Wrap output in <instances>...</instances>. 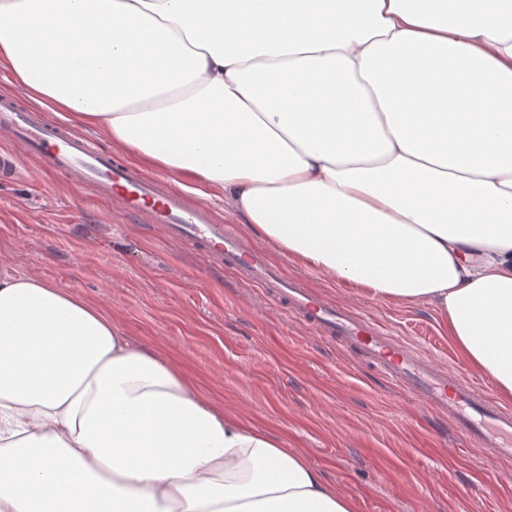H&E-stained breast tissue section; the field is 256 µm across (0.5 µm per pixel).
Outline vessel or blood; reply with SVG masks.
Returning a JSON list of instances; mask_svg holds the SVG:
<instances>
[{
  "instance_id": "obj_1",
  "label": "vessel or blood",
  "mask_w": 512,
  "mask_h": 512,
  "mask_svg": "<svg viewBox=\"0 0 512 512\" xmlns=\"http://www.w3.org/2000/svg\"><path fill=\"white\" fill-rule=\"evenodd\" d=\"M0 123L11 127L28 153L48 169L93 183L124 216L159 225L169 240L203 250L214 265L239 273L320 335L361 353L428 409L450 418L474 447L491 449L497 460L512 458L511 410L500 408L474 385L390 337L376 323L316 296L302 280L286 278L263 248L244 245L214 224L206 205L187 206L179 193L162 189L155 179L134 175L74 138L64 125L39 120L20 96L0 95Z\"/></svg>"
}]
</instances>
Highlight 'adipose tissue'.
I'll return each mask as SVG.
<instances>
[{
	"label": "adipose tissue",
	"instance_id": "adipose-tissue-1",
	"mask_svg": "<svg viewBox=\"0 0 512 512\" xmlns=\"http://www.w3.org/2000/svg\"><path fill=\"white\" fill-rule=\"evenodd\" d=\"M0 62L306 268L428 303L512 402V0H0ZM0 512H356L298 451L0 269Z\"/></svg>",
	"mask_w": 512,
	"mask_h": 512
}]
</instances>
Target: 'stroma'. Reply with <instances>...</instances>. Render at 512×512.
Instances as JSON below:
<instances>
[{"instance_id":"obj_1","label":"stroma","mask_w":512,"mask_h":512,"mask_svg":"<svg viewBox=\"0 0 512 512\" xmlns=\"http://www.w3.org/2000/svg\"><path fill=\"white\" fill-rule=\"evenodd\" d=\"M276 262L496 397L433 306L374 301ZM0 267L77 289L132 344L166 353L225 411L299 450L357 512H512V460L490 465L378 367L155 225L122 219L66 172L26 159L18 178L0 176Z\"/></svg>"}]
</instances>
